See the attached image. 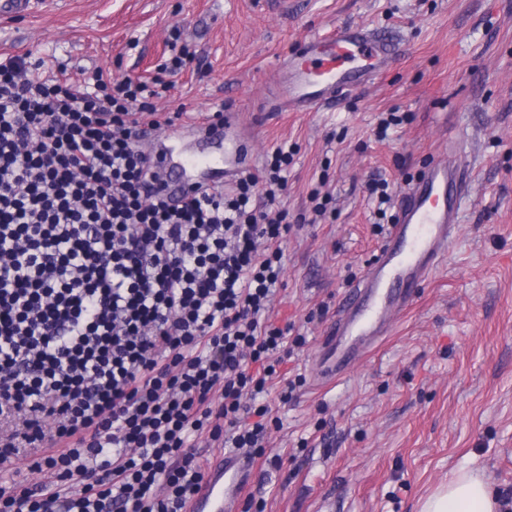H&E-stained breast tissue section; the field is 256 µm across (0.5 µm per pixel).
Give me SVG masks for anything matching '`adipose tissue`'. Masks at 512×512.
Masks as SVG:
<instances>
[{"label": "adipose tissue", "instance_id": "1", "mask_svg": "<svg viewBox=\"0 0 512 512\" xmlns=\"http://www.w3.org/2000/svg\"><path fill=\"white\" fill-rule=\"evenodd\" d=\"M491 486L474 471H462L421 505L420 512H495Z\"/></svg>", "mask_w": 512, "mask_h": 512}]
</instances>
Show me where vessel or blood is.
Wrapping results in <instances>:
<instances>
[{"label": "vessel or blood", "mask_w": 512, "mask_h": 512, "mask_svg": "<svg viewBox=\"0 0 512 512\" xmlns=\"http://www.w3.org/2000/svg\"><path fill=\"white\" fill-rule=\"evenodd\" d=\"M395 53L388 38L352 24L306 38L279 64L283 79L274 109L318 111L336 95L381 76ZM185 128L191 137L186 147L170 145L167 129L143 145L147 168L157 174L158 187L172 200H182L193 190L213 191L233 184L253 168L254 156L238 113H225L220 126L194 120ZM468 170L467 160L460 155L430 161L420 180L401 197L389 235L321 342V379L341 377L382 341L396 314L413 301L443 260L460 222L461 202L469 188ZM252 473L248 453L220 454L208 463L188 512H242V494Z\"/></svg>", "instance_id": "1"}]
</instances>
